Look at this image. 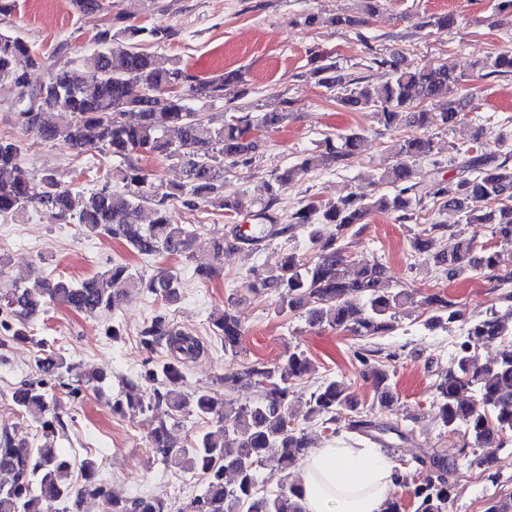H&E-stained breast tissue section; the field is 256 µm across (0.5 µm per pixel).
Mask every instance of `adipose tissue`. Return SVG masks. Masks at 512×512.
Wrapping results in <instances>:
<instances>
[{
  "label": "adipose tissue",
  "mask_w": 512,
  "mask_h": 512,
  "mask_svg": "<svg viewBox=\"0 0 512 512\" xmlns=\"http://www.w3.org/2000/svg\"><path fill=\"white\" fill-rule=\"evenodd\" d=\"M305 512H384L394 465L379 448L327 445L299 465Z\"/></svg>",
  "instance_id": "adipose-tissue-1"
}]
</instances>
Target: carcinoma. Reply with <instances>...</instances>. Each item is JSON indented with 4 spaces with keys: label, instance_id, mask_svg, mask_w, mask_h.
I'll return each instance as SVG.
<instances>
[{
    "label": "carcinoma",
    "instance_id": "1",
    "mask_svg": "<svg viewBox=\"0 0 512 512\" xmlns=\"http://www.w3.org/2000/svg\"><path fill=\"white\" fill-rule=\"evenodd\" d=\"M145 28L127 25L98 32L102 49L83 57L74 66L69 62L50 72L18 99L19 118L26 128L43 141H62L76 149H98L123 161L112 169L111 182L85 193L62 183L55 173L46 171L37 180L19 165L22 146L0 138V215H19L29 208L45 207L69 224H78L89 236L120 238L139 255L183 256L199 247L214 253L224 251V239H205L174 221L167 201L182 197L185 203H198L239 215L251 207L243 196L224 195V164L246 165L258 144L249 140L252 119L248 114H231L214 126L189 107L188 98L215 100L223 96L224 86L240 82V73L229 70L218 78L191 73L176 59L160 58L141 50ZM24 59L32 68L39 66L31 45L23 37L0 34V81L25 85L16 64ZM389 79L379 85H352L337 74L329 57L320 59L311 75L320 86L336 93V102L357 112L372 108L377 120L391 125L399 111L409 110V123L427 127L430 112L422 103L442 105L445 123L459 121L457 101L451 95L469 76L455 74L446 67L412 66L401 56L383 59ZM512 74V52L499 53L473 64V71ZM63 110L73 116L67 125H53L43 115ZM137 114L135 123L123 120L126 111ZM288 118L284 109L273 107L257 121L266 128H277ZM361 136L351 131L338 141L325 140L320 164L333 167L360 147ZM434 142L424 135H409L400 143L399 160L369 178L368 188L336 201L308 202L295 210L288 223H278L271 214L274 199L259 213L263 222L248 229L238 226L235 239L255 245L266 239L286 236L300 227L319 244L314 259L304 261L287 253L276 272H253L249 288H274L282 312L307 309L309 321L356 336H375L392 329L396 310L414 303V295L397 287L386 265L348 260L345 249L336 245L354 226L364 223L373 211H392L398 219L411 221L424 208L428 198L442 201L444 207L460 214L466 224H491L494 235L512 243V162L495 152H480L465 158L458 166L453 190L443 180L413 181V164L432 155ZM176 160L185 180L167 188L155 184L139 166L141 157ZM491 200L501 201L495 210H484ZM154 206L155 218L144 227L135 220L144 204ZM332 224L336 233L324 240L321 225ZM433 224L411 240L414 253L426 256L453 281L477 268L494 271L502 263L495 250H478L473 241L459 240L448 253L432 254L429 233L443 229ZM144 286L170 303L177 300L180 281L161 271L149 280H137L128 267L114 264L94 276L72 282L37 279L28 285L6 278L0 270V303L6 313L23 320L37 314L45 305L64 306L90 316L112 310L119 291L116 285ZM435 308L431 321L452 323L461 318L458 310L440 294L426 297ZM215 327L223 336L224 352L234 354L240 344L242 328L231 312L224 310ZM151 336H165L174 362L163 369L162 400L174 412L192 410L202 419H217L218 427L200 434L188 447H181L170 435L166 422L151 430L155 452L162 462L175 461L187 470L206 478L202 494L180 512H304L301 491L295 484L285 485L271 494L258 477L259 469L274 465L285 473L298 466L311 448L305 422L328 424L343 412H354L358 400L343 381L325 379L310 394L301 409L295 407L288 385L293 378L311 372L312 363L302 351L288 352V373L259 363L224 375L230 387L248 384L261 389L259 401L238 404L215 398L205 391L183 390L182 366L203 352L198 340L168 330L155 320ZM504 344L500 358L478 370L472 368L476 350L485 344ZM370 375L382 407L394 398L389 370L379 362ZM476 389V399H459L464 387ZM438 416L451 431L460 428L475 446L502 443L512 437V309L502 316L468 323L466 340L451 365L435 385ZM19 412L28 418L46 441L40 445L5 430L0 433V471L10 475L0 483V512H50L52 506L72 496L69 483L70 461L60 456L49 435L57 422L55 399L24 386L13 394ZM236 474L232 485L224 484V472ZM419 512H447L449 490L441 476L426 478L415 490ZM116 512H169L168 505L151 497H137L116 503Z\"/></svg>",
    "mask_w": 512,
    "mask_h": 512
}]
</instances>
